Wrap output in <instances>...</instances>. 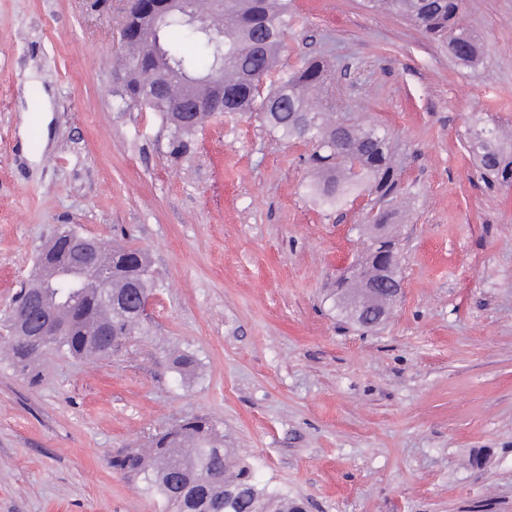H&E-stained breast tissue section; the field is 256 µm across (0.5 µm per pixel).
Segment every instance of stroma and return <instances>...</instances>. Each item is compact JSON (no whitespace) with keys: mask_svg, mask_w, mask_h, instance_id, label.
<instances>
[{"mask_svg":"<svg viewBox=\"0 0 512 512\" xmlns=\"http://www.w3.org/2000/svg\"><path fill=\"white\" fill-rule=\"evenodd\" d=\"M295 7L281 66L325 59L335 112L387 127L412 189L402 294L369 331L328 295L373 212L311 201L307 145L227 114L177 153L115 93L116 0H0V316L66 225L156 277L123 354L47 353L35 386L0 364V512H163L111 460L192 415L306 512H512V182L465 149L474 122L512 126V0L463 15L474 66L362 0ZM171 368L180 376H185L195 371L198 365L195 355L185 349L172 348L169 350Z\"/></svg>","mask_w":512,"mask_h":512,"instance_id":"stroma-1","label":"stroma"}]
</instances>
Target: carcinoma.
I'll return each instance as SVG.
<instances>
[{
	"mask_svg": "<svg viewBox=\"0 0 512 512\" xmlns=\"http://www.w3.org/2000/svg\"><path fill=\"white\" fill-rule=\"evenodd\" d=\"M372 11L403 16L425 34L443 44L465 64L480 57V39L461 24L464 0H366ZM296 17L291 0H224L216 11L206 0H186V8L169 15L158 31V40L174 66L171 84L183 87L186 77L200 79L224 64V113L258 112L280 139L303 142L311 149L303 156L310 173L307 192L323 208L340 209L363 195H373L383 206L374 223L390 230L402 200L409 194L402 186L389 131L364 125L332 111V103L321 96L328 69L321 59L283 71L279 56ZM212 26L211 36L197 26ZM149 29L142 26L127 34V76L118 93L124 104L141 106L142 84L155 57L148 44ZM271 79L263 93L261 84ZM218 112H201L192 124H183L174 112L163 119L179 146L189 147V138ZM467 147L485 179L512 178V146L497 126L474 123L467 133ZM111 278L112 294L124 297L131 287L150 293L154 278L148 255L123 242L104 243L98 258ZM363 277L350 281L344 290H332L334 305L344 297L364 302L369 286L384 288L379 269L366 253L357 262ZM79 289L76 304L61 305L68 293ZM33 295L55 306L66 332L51 337L39 348L27 345V337L13 336L3 353L10 367L32 384L40 377V361L49 351L76 358H105L118 353L134 336L147 330L136 319L131 300L106 308L99 289L75 278L44 284L35 275L24 284L14 306ZM108 335H101L102 331ZM171 368L185 376L198 365L185 349L169 350ZM112 468L140 478L146 495L161 500L173 512H303L304 503L253 478L236 449L224 447V432L206 416L181 420L170 430L155 434L145 448H131L112 460ZM224 469V485H209L210 472Z\"/></svg>",
	"mask_w": 512,
	"mask_h": 512,
	"instance_id": "carcinoma-1",
	"label": "carcinoma"
}]
</instances>
